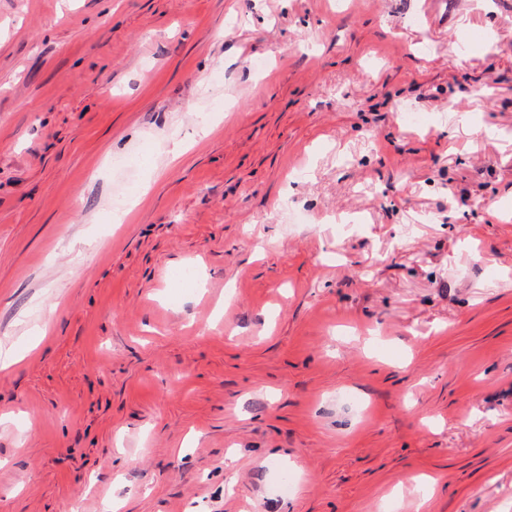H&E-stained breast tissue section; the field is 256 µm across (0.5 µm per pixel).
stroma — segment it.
Segmentation results:
<instances>
[{"label":"stroma","mask_w":512,"mask_h":512,"mask_svg":"<svg viewBox=\"0 0 512 512\" xmlns=\"http://www.w3.org/2000/svg\"><path fill=\"white\" fill-rule=\"evenodd\" d=\"M46 317L0 512H512V0H0V345Z\"/></svg>","instance_id":"1"}]
</instances>
